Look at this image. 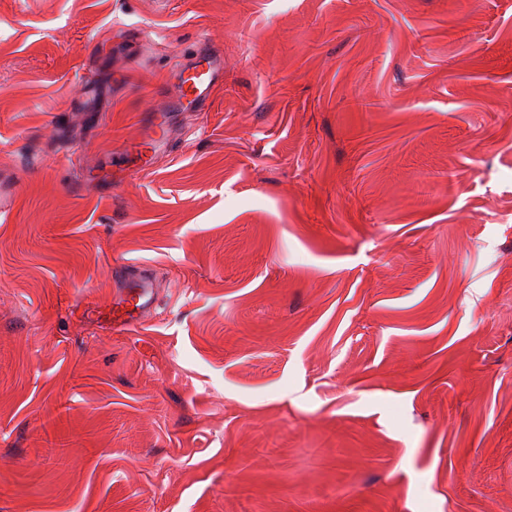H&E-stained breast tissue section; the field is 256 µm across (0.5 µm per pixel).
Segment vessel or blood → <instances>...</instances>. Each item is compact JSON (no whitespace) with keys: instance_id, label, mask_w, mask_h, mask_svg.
Segmentation results:
<instances>
[{"instance_id":"1","label":"vessel or blood","mask_w":512,"mask_h":512,"mask_svg":"<svg viewBox=\"0 0 512 512\" xmlns=\"http://www.w3.org/2000/svg\"><path fill=\"white\" fill-rule=\"evenodd\" d=\"M224 77V57L213 46L195 51L186 65L174 73L173 105L178 109L204 110ZM149 132L142 141L145 149L160 147L166 137L168 121L165 114L150 112L145 116ZM157 303V292L151 278L142 267L126 266L121 291L105 304L92 303L88 314L105 318L112 326L125 328L140 321Z\"/></svg>"}]
</instances>
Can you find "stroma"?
<instances>
[{
    "instance_id": "obj_1",
    "label": "stroma",
    "mask_w": 512,
    "mask_h": 512,
    "mask_svg": "<svg viewBox=\"0 0 512 512\" xmlns=\"http://www.w3.org/2000/svg\"><path fill=\"white\" fill-rule=\"evenodd\" d=\"M2 171L0 512H512V0H0ZM224 77V57L211 45L196 50L189 63L174 73L173 106L203 111ZM145 119L149 126L148 136L139 145L133 146L128 150H125L124 154L127 157L131 155L130 149L137 147L138 150L136 152V157L142 159L143 157L147 156V154L143 152V149L153 150L157 147H160L166 140L168 121L166 119L165 114L147 112V114H145ZM156 303L157 292L145 270L137 265H127L119 295L105 304H89L86 311L105 318L112 327L126 328L151 312Z\"/></svg>"
}]
</instances>
